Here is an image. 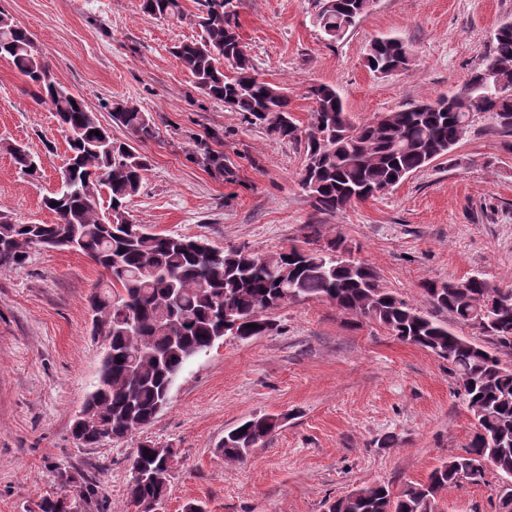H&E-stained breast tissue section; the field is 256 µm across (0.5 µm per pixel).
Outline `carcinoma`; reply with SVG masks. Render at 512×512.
<instances>
[{
    "label": "carcinoma",
    "mask_w": 512,
    "mask_h": 512,
    "mask_svg": "<svg viewBox=\"0 0 512 512\" xmlns=\"http://www.w3.org/2000/svg\"><path fill=\"white\" fill-rule=\"evenodd\" d=\"M201 6L200 38L174 46L173 55L207 97L230 104L275 140L304 142L301 185L319 213L374 197L377 190L392 188L451 154L476 114L490 115L502 134L512 136L511 21L498 26L483 68L456 94L357 124L335 88L313 85L308 88L311 121L302 130L291 116L287 89L259 78L244 51L237 0H201ZM140 7L150 19L181 23L187 18L181 0H140ZM314 8L313 24L334 42L365 14L368 0H314ZM0 57L28 79L38 101L51 105L61 129L76 133L68 141L69 168L61 185L43 200L55 221L17 224L0 215V270L23 267L32 249L50 241L87 256L106 274L104 286L95 288L88 302L92 334L103 338L110 355L85 404L94 422L72 424L78 446L95 448L149 427L184 364L227 335L226 310L239 320L235 336L245 340L276 328L264 313L292 301L323 298L403 342L442 351L481 426L464 452L434 469L425 482L396 495L382 484L363 487L328 502L327 512H431L436 496L459 484L462 473L467 482L479 484L490 466L512 479V371L501 368L498 357L512 351V290L505 292L479 275L465 279L463 288L457 280L422 282L434 309L486 337L484 345L462 344L448 322L385 287L368 264L341 259L344 239L339 236L321 248L291 245L263 255L244 247L211 246L203 253V239L151 232L127 212L148 171L147 156L112 138L85 102L54 79L28 31L3 11ZM411 58L408 45L386 38L370 45L366 64L385 73L407 66ZM112 119L135 141L155 138L151 117L132 102L112 103ZM0 150L11 155L20 174L38 172L37 159L25 148L1 141ZM104 193L110 199L106 214L98 201ZM279 425L273 415L241 421L224 435V461H243ZM137 451L141 466L156 479L130 478L128 498L134 512H156L168 493L176 451L158 454L148 444ZM97 505V481L86 478L75 496L65 489L48 493L36 507L38 512H78Z\"/></svg>",
    "instance_id": "obj_1"
}]
</instances>
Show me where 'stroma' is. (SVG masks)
<instances>
[{
	"mask_svg": "<svg viewBox=\"0 0 512 512\" xmlns=\"http://www.w3.org/2000/svg\"><path fill=\"white\" fill-rule=\"evenodd\" d=\"M186 22L149 19L140 0H0L25 27L52 73L96 112L114 137L111 105L148 112L154 140L139 144L150 166L129 212L135 223L261 254L342 236L387 288L430 311L424 280L483 275L512 288V137L475 116L450 158L388 193L317 213L300 185L303 143L268 138L232 107L211 100L173 55L199 38L196 0ZM238 32L258 71L285 87L307 127L310 86H335L356 122L410 103L452 95L480 67L494 29L512 20V0H375L356 27L330 42L312 22L313 0H239ZM396 37L408 68L379 74L371 41ZM40 159L21 177L0 151V212L24 224L54 220L42 200L58 186L67 143L50 107L0 58V142ZM222 151L225 173L207 169L202 147ZM104 273L68 250H33L0 271V512H34L58 490L59 473L92 476L108 512H131L129 456L140 443L176 451L165 512L191 503L204 512H325L326 501L383 483L426 481L463 453L475 430L447 360L382 326L339 313L324 299L271 312L278 329L225 337L187 361L168 405L132 438L77 447L71 424L98 381L103 342L91 334L87 297ZM260 414L279 417L274 436L240 463H225L226 431ZM394 446H386V436ZM499 476L449 486L439 512H495Z\"/></svg>",
	"mask_w": 512,
	"mask_h": 512,
	"instance_id": "1",
	"label": "stroma"
}]
</instances>
